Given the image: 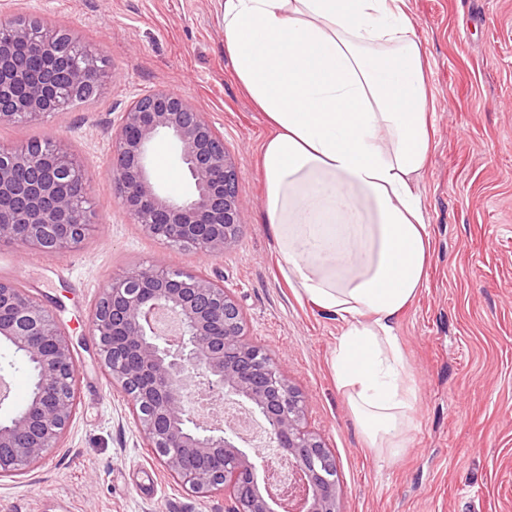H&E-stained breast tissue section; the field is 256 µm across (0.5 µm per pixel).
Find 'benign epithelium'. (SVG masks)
Masks as SVG:
<instances>
[{
    "instance_id": "obj_1",
    "label": "benign epithelium",
    "mask_w": 512,
    "mask_h": 512,
    "mask_svg": "<svg viewBox=\"0 0 512 512\" xmlns=\"http://www.w3.org/2000/svg\"><path fill=\"white\" fill-rule=\"evenodd\" d=\"M0 79L10 74L22 91L0 93V125L52 114V77L30 78L14 45L31 32L12 20L0 29ZM42 50L61 62L57 33H38ZM164 144L176 152L192 191H163L151 167ZM52 161L26 148L0 147V240L23 249L63 254L79 246L89 228L74 187L89 178L60 145ZM110 176L118 200L150 236L219 258L237 241L243 202L235 163L224 137L187 99L152 90L124 112L112 132ZM89 328L112 381L129 395L147 446L183 487L206 496L227 491L229 512H339V486L322 437L305 423L308 398L293 387L279 361L245 339L244 316L224 284L167 267L132 266L112 277L98 299ZM35 364L37 388L0 422V477L43 459L58 447L75 412L76 368L70 341L52 309L0 281V342ZM236 406L261 420L268 448L248 454L224 414ZM288 463L299 490L287 496L270 485Z\"/></svg>"
}]
</instances>
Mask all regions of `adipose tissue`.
<instances>
[{"label": "adipose tissue", "instance_id": "1", "mask_svg": "<svg viewBox=\"0 0 512 512\" xmlns=\"http://www.w3.org/2000/svg\"><path fill=\"white\" fill-rule=\"evenodd\" d=\"M222 5L225 51L271 129L260 173L282 273L341 321L336 385L369 443L399 453L415 396L394 320L427 278L435 133L406 0Z\"/></svg>", "mask_w": 512, "mask_h": 512}]
</instances>
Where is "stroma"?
<instances>
[{"label": "stroma", "instance_id": "1", "mask_svg": "<svg viewBox=\"0 0 512 512\" xmlns=\"http://www.w3.org/2000/svg\"><path fill=\"white\" fill-rule=\"evenodd\" d=\"M427 59L436 134L420 193L431 256L395 330L416 394L399 456L369 447L329 360L341 322L297 298L264 222L262 112L232 74L220 0H0V19L63 27L107 66L94 103L27 126L0 125V146L49 137L88 174L91 229L59 256L0 240V281L57 315L76 364V413L59 447L0 478V512H228L229 495L182 487L148 448L130 400L104 371L87 328L103 286L127 267L187 270L223 282L247 340L278 358L306 393L308 428L335 457L341 512H512V0H408ZM168 89L224 136L244 203L220 258L147 236L110 179L112 131L135 98ZM8 419L32 378L0 343Z\"/></svg>", "mask_w": 512, "mask_h": 512}]
</instances>
